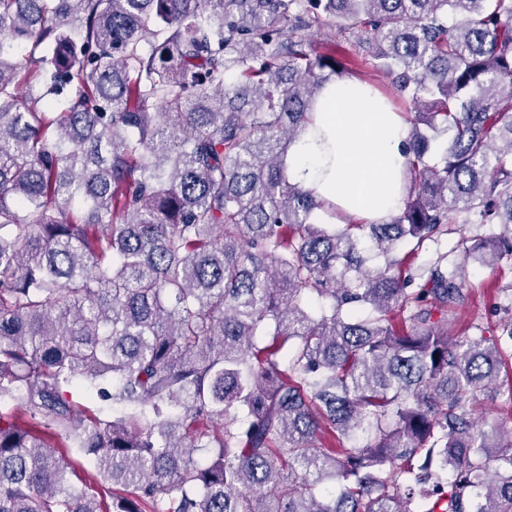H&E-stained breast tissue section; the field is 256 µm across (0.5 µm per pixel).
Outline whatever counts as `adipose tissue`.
I'll use <instances>...</instances> for the list:
<instances>
[{"label": "adipose tissue", "instance_id": "ef3b65f1", "mask_svg": "<svg viewBox=\"0 0 512 512\" xmlns=\"http://www.w3.org/2000/svg\"><path fill=\"white\" fill-rule=\"evenodd\" d=\"M408 125L364 82L326 84L306 134L288 153V172L337 213L386 222L406 194Z\"/></svg>", "mask_w": 512, "mask_h": 512}]
</instances>
